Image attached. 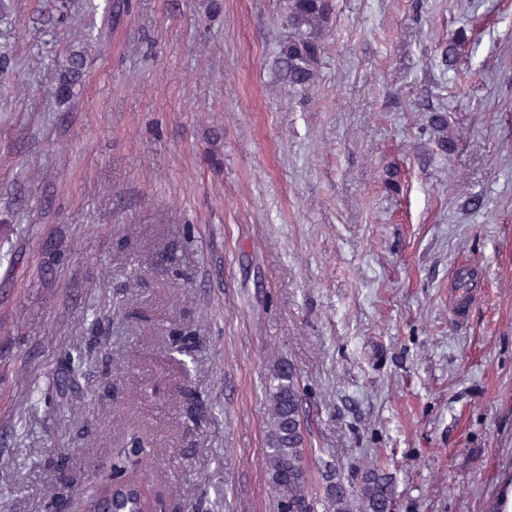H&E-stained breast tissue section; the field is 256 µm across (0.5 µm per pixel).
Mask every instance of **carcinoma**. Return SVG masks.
Listing matches in <instances>:
<instances>
[{"label":"carcinoma","mask_w":512,"mask_h":512,"mask_svg":"<svg viewBox=\"0 0 512 512\" xmlns=\"http://www.w3.org/2000/svg\"><path fill=\"white\" fill-rule=\"evenodd\" d=\"M335 0H284L288 38L279 45L281 72L290 87L306 90L314 85L325 36L335 16ZM469 37L456 35L448 41L446 55L452 68L465 53ZM86 58L74 53L66 59L55 83V103L68 107L74 99V87L81 80ZM433 141L444 154L455 147V132L448 110L435 109L429 120ZM192 332L176 333L168 349L171 359L189 373L192 358L188 342ZM302 396L294 370L280 364L272 369L265 392L266 448L264 468L270 494L279 512H309L307 479V427L302 413ZM116 478L94 484L77 496L78 512H148L146 485L137 475L126 474L125 457L119 455L113 464ZM328 512H393V488L389 474L378 466L362 472L356 492L338 481L326 491Z\"/></svg>","instance_id":"cac0c4a2"}]
</instances>
